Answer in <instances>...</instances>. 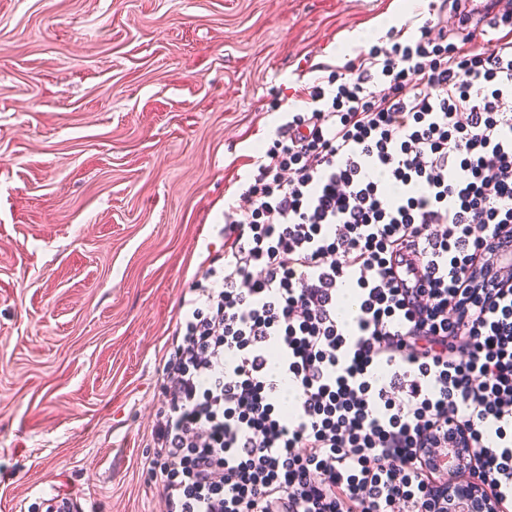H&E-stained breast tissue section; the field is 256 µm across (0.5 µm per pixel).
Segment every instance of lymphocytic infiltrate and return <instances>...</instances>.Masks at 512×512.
I'll return each mask as SVG.
<instances>
[{"instance_id":"f902f5d3","label":"lymphocytic infiltrate","mask_w":512,"mask_h":512,"mask_svg":"<svg viewBox=\"0 0 512 512\" xmlns=\"http://www.w3.org/2000/svg\"><path fill=\"white\" fill-rule=\"evenodd\" d=\"M392 28L306 86L181 300L162 512H512V13ZM237 210V211H238Z\"/></svg>"}]
</instances>
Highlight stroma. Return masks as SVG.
I'll return each instance as SVG.
<instances>
[{
    "label": "stroma",
    "instance_id": "stroma-1",
    "mask_svg": "<svg viewBox=\"0 0 512 512\" xmlns=\"http://www.w3.org/2000/svg\"><path fill=\"white\" fill-rule=\"evenodd\" d=\"M425 0H0V512H159V363L305 85Z\"/></svg>",
    "mask_w": 512,
    "mask_h": 512
}]
</instances>
